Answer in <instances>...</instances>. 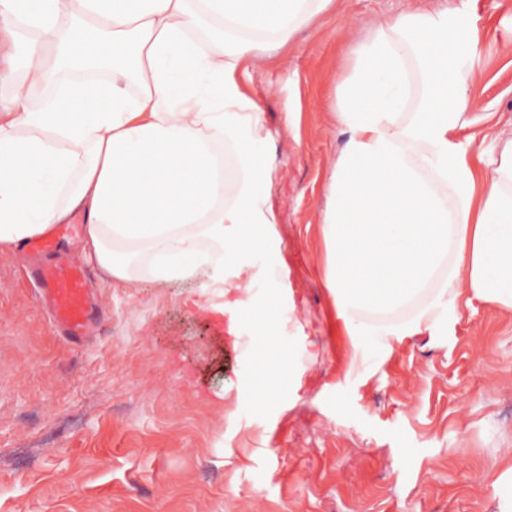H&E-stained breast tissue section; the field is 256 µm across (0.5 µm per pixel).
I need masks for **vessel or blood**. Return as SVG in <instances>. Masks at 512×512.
<instances>
[{
    "label": "vessel or blood",
    "instance_id": "b4317fda",
    "mask_svg": "<svg viewBox=\"0 0 512 512\" xmlns=\"http://www.w3.org/2000/svg\"><path fill=\"white\" fill-rule=\"evenodd\" d=\"M42 302L49 305L56 323L71 337L84 335L92 317L84 268L76 261H55L40 267Z\"/></svg>",
    "mask_w": 512,
    "mask_h": 512
}]
</instances>
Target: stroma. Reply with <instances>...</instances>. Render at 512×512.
<instances>
[{"label": "stroma", "instance_id": "obj_1", "mask_svg": "<svg viewBox=\"0 0 512 512\" xmlns=\"http://www.w3.org/2000/svg\"><path fill=\"white\" fill-rule=\"evenodd\" d=\"M440 0H331L233 78L260 108L277 221L244 274L103 276L90 336L60 335L0 249V512H506L512 504V311L474 302L448 333L354 344L325 283L320 224L344 137L328 107L357 40ZM485 129L512 136V0H471ZM297 114L288 124V110ZM277 352L257 364L255 311ZM281 389L260 399V370Z\"/></svg>", "mask_w": 512, "mask_h": 512}]
</instances>
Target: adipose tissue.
<instances>
[{"instance_id":"adipose-tissue-1","label":"adipose tissue","mask_w":512,"mask_h":512,"mask_svg":"<svg viewBox=\"0 0 512 512\" xmlns=\"http://www.w3.org/2000/svg\"><path fill=\"white\" fill-rule=\"evenodd\" d=\"M330 0H0L34 33L0 123V247L79 214L109 276L190 280L253 252L276 215L265 126L233 73ZM478 45L457 7L380 20L330 109L325 281L349 335L448 333L459 301L512 309V138L475 142ZM50 93L38 105L27 94Z\"/></svg>"}]
</instances>
